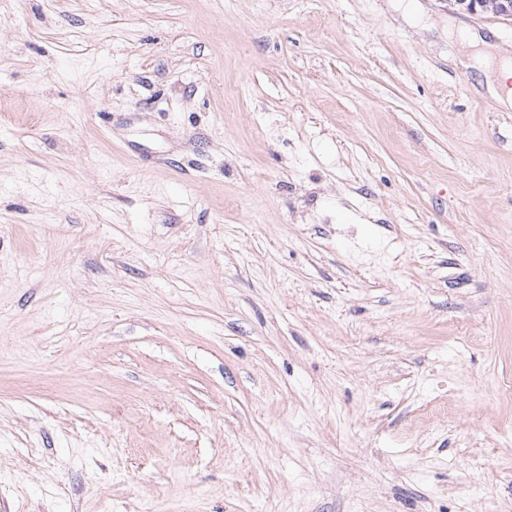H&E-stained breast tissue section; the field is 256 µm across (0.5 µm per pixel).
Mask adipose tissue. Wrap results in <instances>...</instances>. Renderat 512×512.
Segmentation results:
<instances>
[{
    "instance_id": "adipose-tissue-1",
    "label": "adipose tissue",
    "mask_w": 512,
    "mask_h": 512,
    "mask_svg": "<svg viewBox=\"0 0 512 512\" xmlns=\"http://www.w3.org/2000/svg\"><path fill=\"white\" fill-rule=\"evenodd\" d=\"M461 43L466 51L458 58L460 65L467 68L477 63L483 64L486 68L484 88L487 94L500 106L511 108L512 89L508 88L507 82L512 79V51L473 34L462 38Z\"/></svg>"
}]
</instances>
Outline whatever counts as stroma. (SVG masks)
I'll return each instance as SVG.
<instances>
[{"label": "stroma", "mask_w": 512, "mask_h": 512, "mask_svg": "<svg viewBox=\"0 0 512 512\" xmlns=\"http://www.w3.org/2000/svg\"><path fill=\"white\" fill-rule=\"evenodd\" d=\"M418 2L0 0V512H512V22ZM462 46L476 48L474 53H462L458 61L467 68L476 63L486 67L485 91L500 106L512 107V90L507 88V81L512 78V63L510 64V52L507 47L489 43L483 38L470 34L460 37Z\"/></svg>", "instance_id": "1"}]
</instances>
